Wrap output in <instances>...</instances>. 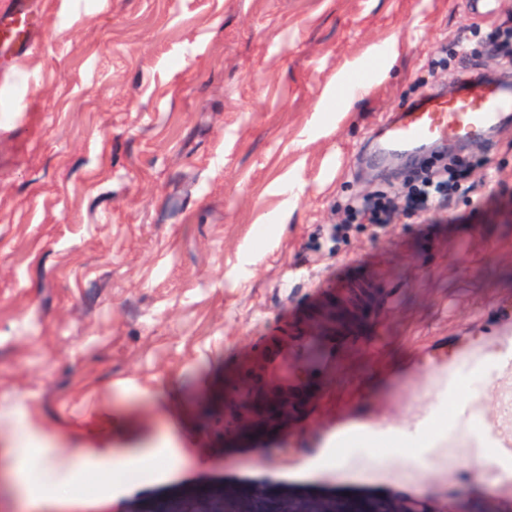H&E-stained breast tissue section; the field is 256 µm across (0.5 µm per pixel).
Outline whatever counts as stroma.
Masks as SVG:
<instances>
[{"label":"stroma","instance_id":"obj_1","mask_svg":"<svg viewBox=\"0 0 512 512\" xmlns=\"http://www.w3.org/2000/svg\"><path fill=\"white\" fill-rule=\"evenodd\" d=\"M38 35L0 51V512H140L202 488L292 498L376 495L373 480L298 477L306 447L228 400L258 337L308 326L316 288L366 279L389 297L358 328L353 383L406 421L404 370L451 361L512 315V129L461 151L471 183L435 223L345 224L409 158L377 157L393 113L448 87L512 19V0H36ZM370 83L346 99L345 82ZM343 224L339 237L331 228ZM39 448H108L63 500L11 479L18 431ZM164 466L128 484L121 456ZM474 512L512 501L442 473Z\"/></svg>","mask_w":512,"mask_h":512}]
</instances>
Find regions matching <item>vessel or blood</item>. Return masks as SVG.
<instances>
[{"instance_id":"vessel-or-blood-1","label":"vessel or blood","mask_w":512,"mask_h":512,"mask_svg":"<svg viewBox=\"0 0 512 512\" xmlns=\"http://www.w3.org/2000/svg\"><path fill=\"white\" fill-rule=\"evenodd\" d=\"M33 6V0H16L0 13V49L21 53L31 46ZM510 123L512 83L479 82L451 95L429 94L396 113L376 151L386 156L424 142L482 141ZM357 342L348 317L326 332L312 326L262 337L259 375L246 395L268 415L288 409L298 420L289 440H307L323 382L346 364ZM411 367L418 372L411 425L376 411L370 390L354 386L337 400L324 444L308 449L306 470L350 481L378 476L388 489L403 492L421 488L422 473L443 471L512 498V326L489 347L461 344L449 364L425 370L416 359ZM488 386L493 395H485Z\"/></svg>"}]
</instances>
